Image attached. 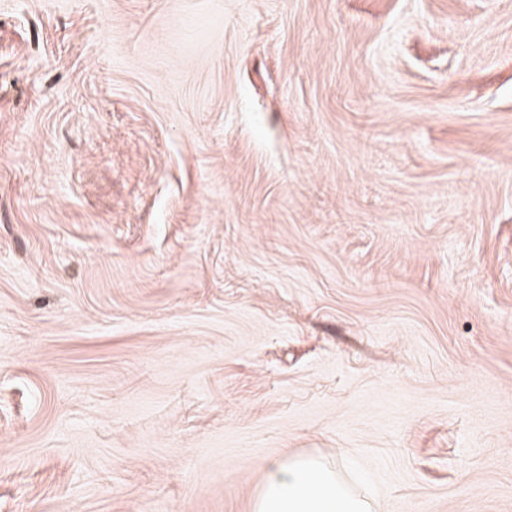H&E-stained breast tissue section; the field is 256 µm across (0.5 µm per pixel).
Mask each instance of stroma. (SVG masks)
I'll return each instance as SVG.
<instances>
[{
    "instance_id": "obj_1",
    "label": "stroma",
    "mask_w": 512,
    "mask_h": 512,
    "mask_svg": "<svg viewBox=\"0 0 512 512\" xmlns=\"http://www.w3.org/2000/svg\"><path fill=\"white\" fill-rule=\"evenodd\" d=\"M512 512V0H0V512ZM255 512H369L366 498L351 491L333 466L300 457L271 464Z\"/></svg>"
}]
</instances>
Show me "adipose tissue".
<instances>
[{
    "mask_svg": "<svg viewBox=\"0 0 512 512\" xmlns=\"http://www.w3.org/2000/svg\"><path fill=\"white\" fill-rule=\"evenodd\" d=\"M254 512H370L333 466L312 457L272 463Z\"/></svg>",
    "mask_w": 512,
    "mask_h": 512,
    "instance_id": "obj_1",
    "label": "adipose tissue"
}]
</instances>
